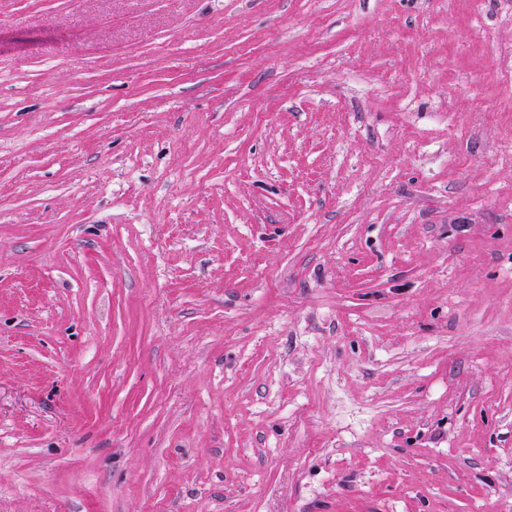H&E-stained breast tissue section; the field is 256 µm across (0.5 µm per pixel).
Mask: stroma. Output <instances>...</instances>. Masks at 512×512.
<instances>
[{
  "instance_id": "1",
  "label": "stroma",
  "mask_w": 512,
  "mask_h": 512,
  "mask_svg": "<svg viewBox=\"0 0 512 512\" xmlns=\"http://www.w3.org/2000/svg\"><path fill=\"white\" fill-rule=\"evenodd\" d=\"M512 0H0V512H512Z\"/></svg>"
}]
</instances>
